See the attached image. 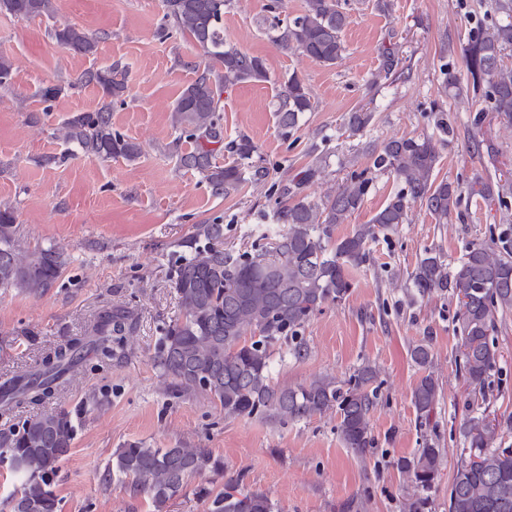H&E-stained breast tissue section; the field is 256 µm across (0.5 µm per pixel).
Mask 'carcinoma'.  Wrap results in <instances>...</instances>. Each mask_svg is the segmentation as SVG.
<instances>
[{
  "instance_id": "carcinoma-1",
  "label": "carcinoma",
  "mask_w": 512,
  "mask_h": 512,
  "mask_svg": "<svg viewBox=\"0 0 512 512\" xmlns=\"http://www.w3.org/2000/svg\"><path fill=\"white\" fill-rule=\"evenodd\" d=\"M164 17L177 30L194 39L202 51V69L175 101L171 124L175 144L193 143L178 153L180 165L196 171L215 196L240 190L245 172L237 165L218 166L214 146L224 142L221 96L224 88L263 81L264 61L224 40L226 0H162ZM262 19L277 44L326 66L336 64L345 51L342 33L348 13L339 0H306L304 12L291 20L275 15ZM0 14L19 18H52L54 0H0ZM53 37L64 48L83 55L95 51L98 36L72 24L54 28ZM512 50V0H494L483 19L468 33L460 54L467 70L459 81L448 61L454 48L443 50L444 85L455 88L458 98L479 96L484 113L512 123V66L504 62ZM400 60L388 50L375 81L404 75ZM93 85L104 98L94 112L69 117L63 124L65 140L101 158L141 154L139 144L112 131V102L125 87L118 66L82 73L70 87ZM313 103L301 79L292 74L284 82L275 112L281 127L293 130ZM372 120V112L349 113L347 128L356 133ZM372 168L354 171L337 189L318 200L303 194L307 184L322 173L316 161L304 167L281 187L274 217L281 228L270 248L234 253L224 249V225L196 224L173 252L170 277L180 313L161 329L155 362L164 379L184 391L200 392L218 402L228 418L265 416L286 424L300 422L336 408L338 434L344 447L358 454L372 447L370 414L378 400L373 386L375 369L365 365L345 381L317 378L296 387H280L270 376L276 347L286 343L291 354L303 358L308 346L302 333L312 317L328 303L344 300L354 285L353 273L369 258L368 244L381 233L394 232L409 219L411 208L425 206L440 224L458 210L461 191L448 180H437L438 152L430 137H393L369 151ZM390 173L401 188L367 224L351 234L334 237L336 225L358 211L369 193L371 170ZM487 203L506 205L489 183L470 187ZM65 259L49 247L23 246L13 207L0 206V289L38 298L60 277ZM417 293L454 289L460 304L457 318L462 340L463 368L469 385L484 389L496 364L497 351L489 336L496 317L512 311V250L495 239L470 244L449 266L431 252L411 274ZM137 330V317L128 307L99 311L84 334L60 344L42 358L32 373L20 374L0 384V416L20 409L30 415L0 428V463L20 478L10 497L11 512H58L53 483L59 464L72 447L77 427L72 413L49 404L65 380L81 370L106 371L112 361L127 353ZM414 363L427 370L433 363L429 345L411 348ZM439 400V384L432 374L423 376L413 391L420 419H428ZM468 443V456L457 462L448 495V512H512V448H495L502 437L499 425L485 416H471L460 425ZM412 484L403 512H426V495L440 477L442 450L428 444L410 457L394 461ZM223 468L221 461L203 448H152L132 442L116 450L103 481L121 482L130 499L150 501L154 512L187 486L188 479ZM208 512H279L265 493L240 486L239 479L224 488L207 489Z\"/></svg>"
}]
</instances>
